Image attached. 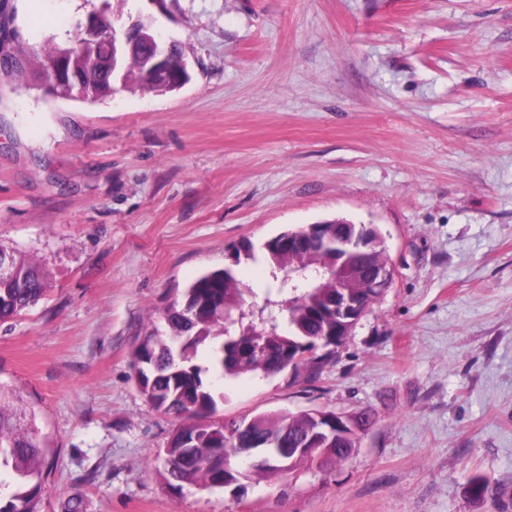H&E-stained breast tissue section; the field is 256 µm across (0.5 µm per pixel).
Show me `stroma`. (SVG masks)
<instances>
[{
    "label": "stroma",
    "instance_id": "1",
    "mask_svg": "<svg viewBox=\"0 0 512 512\" xmlns=\"http://www.w3.org/2000/svg\"><path fill=\"white\" fill-rule=\"evenodd\" d=\"M99 0H13L24 40ZM190 81L88 105L0 78V245L45 297L0 381L49 445L38 512H512V0H115ZM375 225L393 280L318 371L225 382L217 415L373 411L332 470L241 497L162 478L177 420L132 352L202 272L323 219ZM493 490L477 499L474 476Z\"/></svg>",
    "mask_w": 512,
    "mask_h": 512
}]
</instances>
